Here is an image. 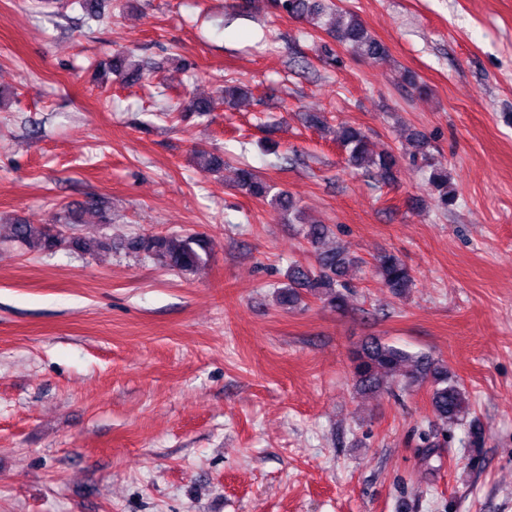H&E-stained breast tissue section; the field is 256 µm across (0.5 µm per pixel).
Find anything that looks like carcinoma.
Returning <instances> with one entry per match:
<instances>
[{"instance_id":"obj_1","label":"carcinoma","mask_w":512,"mask_h":512,"mask_svg":"<svg viewBox=\"0 0 512 512\" xmlns=\"http://www.w3.org/2000/svg\"><path fill=\"white\" fill-rule=\"evenodd\" d=\"M275 8L292 19L312 22L326 11L323 0H273ZM329 33L343 45L352 46L367 56L382 60L387 50L377 39L369 35L363 23L351 13L340 15ZM112 71L127 83L143 78V68L129 53L112 56ZM243 94L238 85L224 84L212 99L193 100L188 109L200 115L214 111L218 104L231 105ZM417 155L430 168L428 184L436 192L438 206L446 209L455 203V193L450 186L448 171L429 162L428 140L413 134ZM336 142L348 155L351 167L374 171L384 180L393 178L397 165L390 152L376 153L370 147L369 137L359 128H342ZM202 171H217L224 166V159L217 153L196 152ZM238 185L250 195L265 199L285 213L298 218L300 211L293 198L276 185L259 178L250 168L237 172ZM10 240L20 244L30 253L52 254L63 247H73L84 254L105 249L104 240L70 238L51 225L28 224L16 219L8 226ZM303 237L316 248L315 263H293L288 266L287 283L280 287L277 298L282 306L293 308L307 295L319 299L337 311L347 309L350 284L346 273L353 261L338 250L320 248L329 229L324 224H305ZM127 249L138 257L183 273L194 271L205 264L209 257L208 243L200 235L155 236L135 235L128 240ZM375 274L384 287L402 295L414 285L411 269L395 253L384 252L375 259ZM350 363L355 385L359 392H376L385 384L401 380L408 385L427 384L431 388L432 412L442 426L453 427L462 423L470 411L469 394L456 375L448 370L445 361L424 353H413L377 337H370L350 353Z\"/></svg>"}]
</instances>
